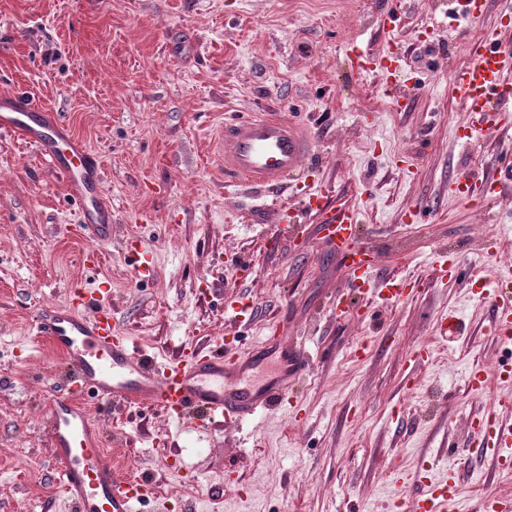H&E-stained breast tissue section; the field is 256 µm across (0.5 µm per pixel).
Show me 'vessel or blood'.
<instances>
[{"instance_id":"vessel-or-blood-1","label":"vessel or blood","mask_w":512,"mask_h":512,"mask_svg":"<svg viewBox=\"0 0 512 512\" xmlns=\"http://www.w3.org/2000/svg\"><path fill=\"white\" fill-rule=\"evenodd\" d=\"M468 53L469 63L453 73L452 90L468 117L470 137L511 131L512 53L502 50L495 29L471 40ZM399 60L391 51L375 56L358 47L350 64L385 72ZM0 131L22 136L66 176L73 195L90 200L79 219L80 237L97 244L111 242L112 203L103 191L100 157L70 135L53 113L26 98L0 97ZM224 145L225 181L243 180L266 189L283 185L315 151L311 136L275 114L225 124ZM507 187H512V161L497 159L489 163L486 175L463 173L450 184L453 194L473 203ZM308 207L320 217L322 238L340 254L352 287L377 288L384 302L404 295L402 282L378 279L377 251L358 240L357 209H330L320 194L309 196ZM491 307L494 333L512 337V296L495 294ZM35 327L74 372L73 380L58 389L48 421L52 456L63 469L62 488L74 512H136L141 498L137 488L116 480L96 424L79 402L83 392L92 391L103 404H146L165 411L177 424L204 431L210 423L224 420L244 424L281 405L289 381L306 373L311 364L304 347L286 342L281 324L271 328L259 347L219 346L191 352L176 362L160 361L125 336L101 303L79 294L64 304L43 307ZM483 428L485 447L512 448V428L503 426L496 415H488ZM411 482L416 491L408 512H457L461 494L455 477L429 483L416 474Z\"/></svg>"}]
</instances>
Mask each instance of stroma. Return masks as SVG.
Wrapping results in <instances>:
<instances>
[{"mask_svg": "<svg viewBox=\"0 0 512 512\" xmlns=\"http://www.w3.org/2000/svg\"><path fill=\"white\" fill-rule=\"evenodd\" d=\"M0 0V96L53 112L103 162L112 240L75 233L82 202L21 136L0 132V512H71L46 430L71 373L33 319L71 294L102 299L148 355L247 348L287 319L313 363L281 407L245 426L183 429L147 405L82 404L115 475L153 489L137 512H405L410 477L454 472L462 506L512 493L469 425L500 390L471 370L512 369L479 290L512 251V190L473 205L448 185L512 154V132L465 144L456 53L501 6L457 21L462 0ZM400 46L405 95L347 62L350 43ZM272 112L317 141L308 169L256 198L225 187L227 122ZM360 212L361 242L406 297L348 286L310 192ZM422 211L405 220L413 206ZM467 273L439 277L442 256ZM150 259L152 274L137 267ZM252 305L243 325L225 307ZM350 315L336 319L335 305ZM456 312L460 335L439 337ZM429 345L431 353L414 360Z\"/></svg>", "mask_w": 512, "mask_h": 512, "instance_id": "stroma-1", "label": "stroma"}]
</instances>
